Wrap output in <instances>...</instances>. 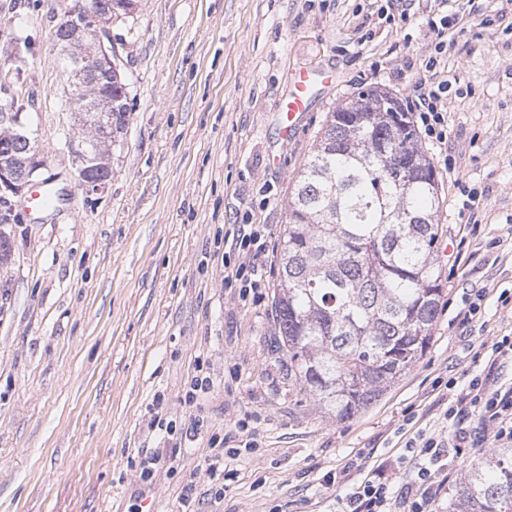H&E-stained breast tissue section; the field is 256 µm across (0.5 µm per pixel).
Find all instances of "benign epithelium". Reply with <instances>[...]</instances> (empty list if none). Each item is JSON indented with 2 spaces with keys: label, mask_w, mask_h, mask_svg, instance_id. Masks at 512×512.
I'll return each mask as SVG.
<instances>
[{
  "label": "benign epithelium",
  "mask_w": 512,
  "mask_h": 512,
  "mask_svg": "<svg viewBox=\"0 0 512 512\" xmlns=\"http://www.w3.org/2000/svg\"><path fill=\"white\" fill-rule=\"evenodd\" d=\"M112 10L91 4V0H73L68 11V38L62 51L70 57L68 74V109L71 115L83 116L98 112L105 97L103 85H112V71L117 69V54L112 45ZM96 77L98 89L89 91L86 75ZM84 141L72 148L73 163L77 166L80 187L88 193L103 192L111 178L112 170H99V165L83 150ZM40 169L37 157L0 160V194H20L33 182Z\"/></svg>",
  "instance_id": "benign-epithelium-1"
}]
</instances>
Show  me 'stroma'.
Wrapping results in <instances>:
<instances>
[{
  "instance_id": "obj_1",
  "label": "stroma",
  "mask_w": 512,
  "mask_h": 512,
  "mask_svg": "<svg viewBox=\"0 0 512 512\" xmlns=\"http://www.w3.org/2000/svg\"><path fill=\"white\" fill-rule=\"evenodd\" d=\"M140 0L112 43L128 87L123 136L101 193L79 185L55 31L72 0H0V102L14 101L57 204L41 218L0 201L12 257L0 267V512H336L330 474L351 462L411 464L440 433L436 383L479 373L473 348L512 335V0H470L437 73L433 21L452 0ZM315 84L291 137L290 74ZM453 78L444 142L420 137L439 174L445 284L425 355L365 412L329 419L301 402L270 315L285 205L328 112L368 88L413 109L415 88ZM258 224L266 286L224 282L226 241ZM480 310L465 315L471 302ZM213 386L183 402L197 360ZM203 420L166 447L153 416ZM223 441L218 483L209 463ZM162 451L173 469L142 482Z\"/></svg>"
}]
</instances>
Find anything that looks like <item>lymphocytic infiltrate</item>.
Masks as SVG:
<instances>
[{
	"label": "lymphocytic infiltrate",
	"instance_id": "f902f5d3",
	"mask_svg": "<svg viewBox=\"0 0 512 512\" xmlns=\"http://www.w3.org/2000/svg\"><path fill=\"white\" fill-rule=\"evenodd\" d=\"M448 80L430 83L420 88L416 110L429 137H446ZM232 245L245 255V262L225 267L224 281L239 287L240 298H248L251 290L263 283L259 260L267 252V241L251 224L241 225ZM448 404L442 416L449 425L451 436L427 438L406 482H399L395 470L378 465L361 480L337 477L336 484L343 495L336 503L341 512H433L448 484L443 466L470 451L483 447L487 440L512 444V384L495 385L488 377L474 376L467 385L448 381L445 385ZM477 413L479 429H470V413Z\"/></svg>",
	"mask_w": 512,
	"mask_h": 512
}]
</instances>
